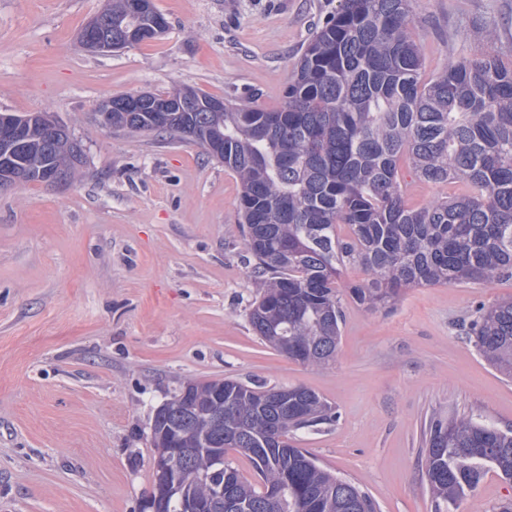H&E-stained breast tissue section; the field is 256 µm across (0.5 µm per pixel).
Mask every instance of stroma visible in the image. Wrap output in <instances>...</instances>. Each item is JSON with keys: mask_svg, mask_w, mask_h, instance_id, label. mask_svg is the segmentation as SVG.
Segmentation results:
<instances>
[{"mask_svg": "<svg viewBox=\"0 0 512 512\" xmlns=\"http://www.w3.org/2000/svg\"><path fill=\"white\" fill-rule=\"evenodd\" d=\"M105 2L0 0V112L48 110L86 154L65 187L0 191V512H142L156 408L180 382L227 377L315 390L336 418L298 445L376 512H436L429 419L512 428V379L468 334L512 278L409 288L386 311L344 300L335 363H296L248 321L236 177L197 144L95 120L104 100L182 85L279 107L337 0H153L163 36L92 55L77 36ZM412 17L427 72L512 55V0H413ZM509 499L489 471L456 512Z\"/></svg>", "mask_w": 512, "mask_h": 512, "instance_id": "35a3bbf8", "label": "stroma"}]
</instances>
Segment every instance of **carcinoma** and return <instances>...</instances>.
Wrapping results in <instances>:
<instances>
[{
    "instance_id": "1",
    "label": "carcinoma",
    "mask_w": 512,
    "mask_h": 512,
    "mask_svg": "<svg viewBox=\"0 0 512 512\" xmlns=\"http://www.w3.org/2000/svg\"><path fill=\"white\" fill-rule=\"evenodd\" d=\"M412 0H338L307 44L284 91V103L263 109L224 101L194 87L148 93L140 112L112 98V129L188 140L183 128L220 144L213 158L240 181L239 223L254 261L257 294L248 313L260 339L304 365L336 358L342 296L378 310L406 288L448 284L492 287L512 277V58L484 53L425 72L411 30ZM114 32L167 24L155 7L131 15L109 0ZM193 98L197 112H174L167 126L155 109ZM36 128L18 151L0 140V179L60 165L74 179L81 144L51 112H29ZM421 181L463 185L462 194L416 205L403 189L400 164ZM357 266L360 284L339 288L342 269ZM471 338L483 358L512 377V298L478 310ZM184 412L196 441L223 435L225 469L236 497L252 512H375L359 487L321 467L293 444L296 432L328 423L335 413L314 390L232 379L187 380ZM425 476L451 512L489 467L512 481V430L468 417L430 420ZM248 459L256 479L227 458ZM188 461L214 472L207 448Z\"/></svg>"
}]
</instances>
